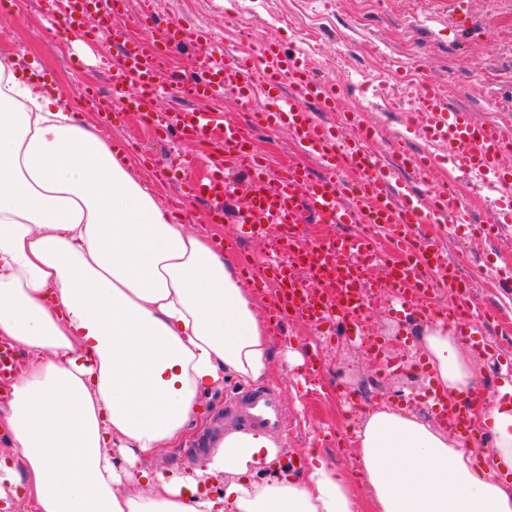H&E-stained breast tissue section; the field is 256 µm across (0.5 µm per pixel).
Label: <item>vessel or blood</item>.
Wrapping results in <instances>:
<instances>
[{"label": "vessel or blood", "mask_w": 512, "mask_h": 512, "mask_svg": "<svg viewBox=\"0 0 512 512\" xmlns=\"http://www.w3.org/2000/svg\"><path fill=\"white\" fill-rule=\"evenodd\" d=\"M102 0H67L64 10L47 9V31L82 38L92 37L89 19H97L112 41V49L102 57L112 84L111 97L84 91L89 105L98 112L135 111L151 117L156 101L167 93L160 81L161 63L180 44L188 31L180 20H173L161 36L149 43L131 37L122 21L124 0H113L111 16H103ZM195 67L201 79L183 78L176 87L195 100L191 109H175L166 118L190 142L210 140L216 131L224 133V155L213 159L208 179L185 182L180 187L183 201H201L208 206V220L224 221V202L244 192L245 202L237 211L236 223L247 233L264 225L277 230L262 269H255L248 258H241L242 274L251 287H271L268 310L276 321L297 318L317 325L342 324L343 333L358 340H371L374 331L368 317L359 315L357 306L313 303L308 296L317 277L332 279L344 291H361L383 286L402 308L414 309L416 299L435 289L448 291L450 304L440 315L453 325L458 336L467 338L478 329L482 315L473 309L469 285L448 261L446 250L427 237L413 233L412 225L435 220L458 224L473 235L492 237L502 225L512 223V168L503 160L512 154V133L500 126L476 121L464 109L449 105L438 86L430 81L420 87L415 108L423 112L424 136L447 144L446 154L427 152L409 155L404 144H397L391 163L369 153L367 146L379 136L375 125L362 123L352 132L320 120L323 112L336 109L337 91L315 79L308 61L299 54L284 52L278 42L265 41L248 55L220 56L205 52L197 56ZM136 85L137 95L127 93ZM232 95L250 103L259 98L274 99L271 109L254 114L256 123L288 129L300 157L269 177V164L258 152L249 130L226 119L224 112L209 109V101ZM318 163L322 173L314 175L310 165ZM449 163L465 174L486 176L503 200L492 218L474 223L453 190L426 188L431 171ZM246 172L248 184L238 189L227 168ZM356 171L353 184L338 177L341 168ZM323 218L329 224H374L387 231L398 253L384 261L368 237L339 234L306 246L303 226L309 217ZM383 268V280L371 273ZM485 401L482 388H475L460 401L439 403L446 425L456 430L465 425L469 411ZM234 409L255 428L267 433L284 427L282 404L271 387L242 393Z\"/></svg>", "instance_id": "1"}]
</instances>
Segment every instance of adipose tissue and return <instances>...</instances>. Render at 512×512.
I'll return each mask as SVG.
<instances>
[{"instance_id":"adipose-tissue-1","label":"adipose tissue","mask_w":512,"mask_h":512,"mask_svg":"<svg viewBox=\"0 0 512 512\" xmlns=\"http://www.w3.org/2000/svg\"><path fill=\"white\" fill-rule=\"evenodd\" d=\"M175 221L60 86L0 55V339L25 360L0 412V499L24 512H360L351 481L309 450L228 430L205 467L161 472L224 379L265 382L271 336L234 265ZM429 384L455 399L473 363L446 323L414 328ZM491 445L383 407L356 432L369 512H512V401L478 414ZM125 460L116 467L110 452Z\"/></svg>"}]
</instances>
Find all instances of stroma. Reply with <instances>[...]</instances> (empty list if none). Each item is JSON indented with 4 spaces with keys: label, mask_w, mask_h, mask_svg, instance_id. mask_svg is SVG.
I'll list each match as a JSON object with an SVG mask.
<instances>
[{
    "label": "stroma",
    "mask_w": 512,
    "mask_h": 512,
    "mask_svg": "<svg viewBox=\"0 0 512 512\" xmlns=\"http://www.w3.org/2000/svg\"><path fill=\"white\" fill-rule=\"evenodd\" d=\"M470 28L450 25L448 0H154L158 25L183 18L190 31L209 33L206 41H189L168 56L161 72L170 82L187 73L194 57L215 47L238 50L239 36L248 33L253 45L278 39L283 50L304 54L317 78L339 85L343 112L357 122L378 126L381 136L371 150L391 160L392 145L407 139L410 153L427 152L419 113L407 101L420 78L434 80L454 104L480 121L512 129V0H465ZM44 0H16L0 6V53L35 62L46 76L57 79L69 101L85 87L112 92L106 73L80 56L71 40L49 38L41 24ZM88 118L97 119L95 111ZM112 144H131L128 159L143 178H154L162 204H170L181 179L206 178L204 165L184 171L175 167L177 155L202 156L208 148L185 141L176 130L156 137L128 114L109 121L97 119ZM431 181L454 189L463 206L485 218L484 192L476 179L451 165L433 171ZM422 232L434 238L458 264L472 285L476 303L498 311L499 322L485 323L483 333L491 353L472 352L476 383L495 397L512 376V282L502 269L512 265V224L493 241L462 239L451 224H425ZM369 314L386 340L380 352L388 371L377 372L357 342L339 337L329 353L319 351L322 333L301 320L284 323L272 336L274 372L267 381L280 394L290 431L289 456L304 459L307 449H319L337 468L349 471L355 489L363 479L353 473L354 444H343L362 412L383 406L426 414L438 422L437 410L421 398L429 373L405 315L396 313L387 292L370 303ZM296 352L303 365H290L287 352ZM243 382L229 379L204 401L202 423L190 427L180 448L161 449L155 466L167 471L185 468L184 452L211 433L216 418L240 391ZM360 398L363 410L348 413L342 394Z\"/></svg>",
    "instance_id": "1"
}]
</instances>
